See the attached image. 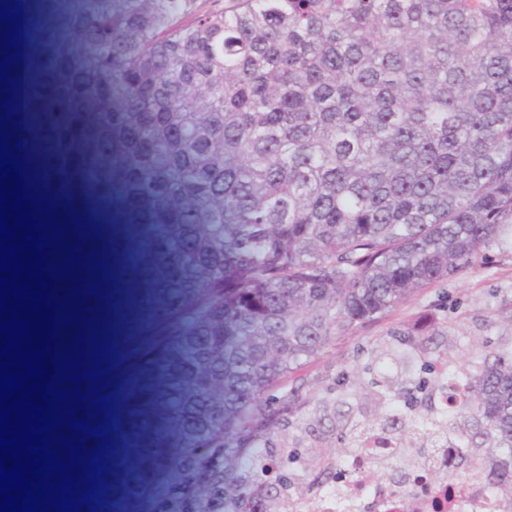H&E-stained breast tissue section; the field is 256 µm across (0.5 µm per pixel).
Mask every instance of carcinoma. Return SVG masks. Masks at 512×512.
I'll return each instance as SVG.
<instances>
[{"label":"carcinoma","mask_w":512,"mask_h":512,"mask_svg":"<svg viewBox=\"0 0 512 512\" xmlns=\"http://www.w3.org/2000/svg\"><path fill=\"white\" fill-rule=\"evenodd\" d=\"M26 13L9 50L10 144L96 255L111 186L51 144L65 133L35 49L57 31L39 0ZM94 41L137 148L190 200L203 245L192 494L170 512H280L259 475L276 463L273 434L327 419L350 452L364 428L402 448L423 429L462 449L442 480L478 469L512 499V346L469 348L461 378L446 324L377 345L370 421L336 413L344 393L311 406L288 386L335 337L512 245V0H105ZM84 276V374L102 377L81 385L76 417L106 439L81 438L83 464L102 450V503L78 512H145L133 443L160 427L155 395L136 375L113 393L114 354L144 347L114 329L115 306L144 296L133 282L102 291L93 266ZM442 361L444 382L414 377Z\"/></svg>","instance_id":"obj_1"}]
</instances>
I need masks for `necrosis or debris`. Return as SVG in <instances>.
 Segmentation results:
<instances>
[{
    "label": "necrosis or debris",
    "instance_id": "necrosis-or-debris-1",
    "mask_svg": "<svg viewBox=\"0 0 512 512\" xmlns=\"http://www.w3.org/2000/svg\"><path fill=\"white\" fill-rule=\"evenodd\" d=\"M375 444V435L365 434L361 461L341 463L333 485L307 501V512H512L511 500L491 495L477 479L450 487L426 468H410L406 491H398L377 469Z\"/></svg>",
    "mask_w": 512,
    "mask_h": 512
}]
</instances>
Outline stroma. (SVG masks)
Listing matches in <instances>:
<instances>
[{
	"label": "stroma",
	"instance_id": "obj_1",
	"mask_svg": "<svg viewBox=\"0 0 512 512\" xmlns=\"http://www.w3.org/2000/svg\"><path fill=\"white\" fill-rule=\"evenodd\" d=\"M103 7V0H49L47 10L57 14L66 38L61 50L62 69L51 77L47 99L66 101V140L71 151L95 161L97 176L115 189L109 200L113 215H120L136 231L132 239H113V215H107L99 226L100 239L113 240L118 252L130 246L137 248L148 259V271L140 281L144 287L158 289L159 298L145 311L181 340L173 360L157 358L148 366L165 426L142 443L144 452L161 458V465L146 466L140 472L155 491L166 492L174 502L183 499L189 482L183 457L190 440L184 427L191 408L195 363L191 339L197 326L192 298L198 285L200 248L180 242L184 224L192 220L189 201L131 147L127 115L113 96L94 49L92 33ZM511 307L512 249L495 247L488 252L486 263L470 266L448 281L420 291L379 321L332 340L316 361L301 370L305 380L302 394L318 401L326 397L335 377L357 372L359 382L348 398L351 418H372L375 402L369 395L370 377L361 367L379 343L433 316L449 323L448 349L456 354L458 368L465 371L470 367V345L484 342L496 349L512 340V318L507 315ZM278 440L281 465L266 474L267 484L276 487L284 498L299 493L307 497L324 484L308 469L309 460L335 455L346 436L337 430L322 440L303 438L291 427Z\"/></svg>",
	"mask_w": 512,
	"mask_h": 512
}]
</instances>
